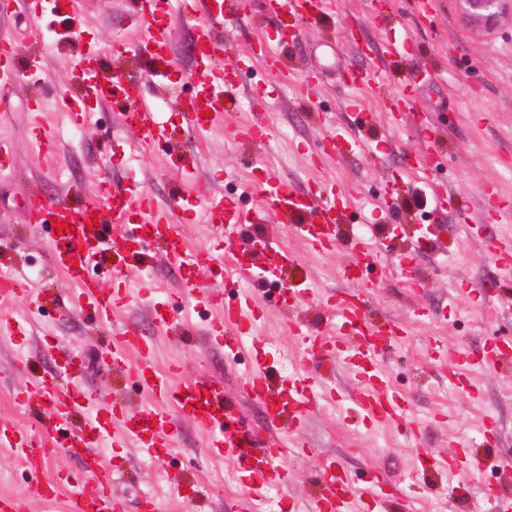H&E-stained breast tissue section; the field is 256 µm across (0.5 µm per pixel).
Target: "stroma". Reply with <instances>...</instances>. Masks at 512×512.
<instances>
[{
  "label": "stroma",
  "mask_w": 512,
  "mask_h": 512,
  "mask_svg": "<svg viewBox=\"0 0 512 512\" xmlns=\"http://www.w3.org/2000/svg\"><path fill=\"white\" fill-rule=\"evenodd\" d=\"M339 2L341 22L305 30L283 52L285 65L300 77L317 66L322 45L338 48L339 58L335 66L324 69L316 94L301 98L297 86L281 87L277 71L259 64L254 67L259 79L281 88L272 118L282 137L272 146L224 138L225 127H241L251 120L253 106L246 85L236 91L228 112L200 145L183 135L181 108L171 97L161 102L170 137L154 147L134 149L115 107L90 113L81 132H74L67 117L50 104L56 87L70 79L69 60L81 48V41L65 38V25L55 24L52 16L34 20L0 13V38L17 42L23 57L41 61L35 74L0 84V137L13 147V169L0 178V269L26 274L39 291L37 300H20L0 309V315L22 313L31 321L25 341L0 338V416L15 417L26 426L31 423V410L16 403L17 395L28 386L27 373L15 368L19 356H34V369L42 374L55 370L59 349L70 347L81 350L85 357V387L108 391L120 404L133 409L147 398L145 391L129 384L122 368L101 360V350L111 343L106 327L88 315L72 312L75 288L47 251V229L26 221L34 197H50L66 189L72 200L83 201L93 196L98 185L137 183L163 207L178 200L192 208L215 194H241L245 207L251 208L259 205L260 196L246 193L245 187L253 169L263 164L295 191H306L309 184L323 181L354 196L358 212L344 215V227L372 220L375 234L391 249L416 253L422 287L415 294H404L387 271H379L382 286L369 299V313L376 321L392 319L410 325L411 342L383 354L380 363L391 383L407 394L411 414L422 432L418 440L409 441L394 427L356 418L350 411L356 380L345 366H322V376L335 386L336 398L320 401L304 425L302 435L313 453L288 457V489L263 491L259 512H303L318 491L315 460L323 455L340 461L358 486L367 471L383 473L403 491L414 512H436L443 506L449 512H471L475 505L481 512H500V497L512 498V476L498 472L489 477L467 470L450 477L431 473L418 478L413 474L420 465L419 453L455 457L456 441L462 434L468 435L479 454L512 459V369L477 373L480 399L475 402L449 387L444 366L428 346L432 339L437 340L439 350L449 352L464 345L477 356L493 330L512 329V311L494 312L473 303L474 298L486 295H512V279L501 278L486 258L485 241L497 233V226L483 225L471 240L459 228L462 214L474 219L485 216V187L494 185L512 195V168L503 162L504 157H512V24L489 34L473 29L463 21L456 0H436L434 13L421 21L414 18L413 0H389L381 16L369 15L365 0ZM78 3L81 28L104 51L105 64L141 79V63L134 53L118 58L111 54L114 43L131 45L140 37L130 0ZM267 26L264 0H251L248 22L222 35L231 47L225 63L251 60L257 36ZM391 27L405 28L415 48L388 63L381 91L395 90L404 72L425 75L415 109L427 112L445 130L446 167L435 171L434 177L447 180L456 199L455 210L442 216L401 201L391 211L379 207L382 188L403 155L420 146L412 131L390 134L380 96L361 95L365 110L373 114L360 133L363 149L343 154L320 168L310 167L306 161L308 155L321 151L327 124L341 128L351 120L346 103L353 91L346 70L358 61L350 47L352 34L376 42L382 30ZM46 30L52 33L47 41L39 37ZM194 36L191 23L173 17L170 45L176 67L171 78L186 94L191 93L195 79ZM36 98L48 102L45 118L57 135L58 151L51 163L37 155L29 139L28 107ZM193 155L199 158L197 167L174 171V158ZM279 241L298 255L297 265L285 274L289 284L313 282L325 295L345 290L341 272L353 260L347 242L319 255L310 252L289 229H282ZM249 289L263 314L238 354L206 345L207 309L177 308L173 314L189 322L191 337L181 341L157 335L159 366L179 360L184 377L205 371L223 381L230 396L254 356L267 358L276 373L287 374L282 353L295 360L301 351L289 332L291 314L271 302L269 284L258 279ZM479 406L489 409L496 420V437L489 444L477 423L475 409ZM104 455L124 512H142V502L148 496L157 498L162 512H189L168 495L159 470L136 449L108 448ZM166 466L201 483L206 491L205 512H231L233 504L245 497L241 484L245 464L211 456L206 435L189 426H181L176 451L167 458ZM31 482L14 457L0 450V491L26 494L29 512H46L41 499L33 496Z\"/></svg>",
  "instance_id": "obj_1"
}]
</instances>
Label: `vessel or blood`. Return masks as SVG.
<instances>
[{"instance_id":"vessel-or-blood-1","label":"vessel or blood","mask_w":512,"mask_h":512,"mask_svg":"<svg viewBox=\"0 0 512 512\" xmlns=\"http://www.w3.org/2000/svg\"><path fill=\"white\" fill-rule=\"evenodd\" d=\"M132 4L143 30L134 52L146 72L155 77L157 95L144 96L136 81L113 71L112 81L120 85L124 104L121 126L144 147L156 145L165 137L167 130L157 100L179 95L177 85L169 78L172 60L168 17L177 14L196 29L195 48L200 67L191 94L182 97V129L201 139L207 137L217 117L228 110L236 88V70L226 69L221 62L228 47L218 32L244 23L249 16L247 0H132ZM266 10L273 25L256 41V61L278 70L282 84L296 81L301 93L314 92L318 85L315 75L295 80L283 63L282 50L289 41L298 39L305 27L338 18L336 0H266ZM410 47L406 36L386 35L372 64L348 69L346 77L351 88L379 89L387 62L408 54ZM100 59L101 52L96 45L89 43L81 48L70 61L75 80H86L87 63ZM35 65V60L21 59L13 42L0 39V82L9 81L23 69ZM419 83L418 74H408L384 99L391 131L397 133L405 125H412L425 144L421 156L405 155V172L418 167L430 168L439 154L438 141L425 122V114L413 112ZM272 98L273 93L267 87L255 86L251 123L244 128L225 127V138L244 137L265 143L279 139L281 129L270 113ZM108 102L99 87L92 85L77 91L64 85L57 92L55 109L79 125L93 108ZM29 138L39 155L47 160L53 158L56 135L44 122L37 106L32 109ZM351 138L347 131L328 129L322 152L310 155V164L320 166L336 152L352 150ZM248 186L261 196L260 205L251 210L224 196L207 199L195 210H179L172 205L160 207L134 184L124 189L103 190L97 198L80 205L73 204L63 192L31 201L27 209L28 223L46 226L55 219L70 225V232L50 235L47 245L59 270L78 290L73 308L91 310L98 322L111 329L112 346L103 351V358L125 366L128 379L148 394L140 407L130 410L109 401L104 393L84 388L81 384L84 357L73 348L62 350L59 361V376L70 378L72 388L61 389L58 377L41 375L33 379L31 392L40 398L36 421L26 431L13 418L0 416V448L36 476L34 493L46 503L61 498L65 501V512H122V500L104 471L100 448H123L130 444L151 461L161 464L177 446L176 425L180 422L206 433L212 454L250 462L251 469L243 483L250 497H257L267 487L287 488L285 450L279 435L284 431L298 432L318 402L329 396L319 377L311 376L308 366L312 363L346 359L360 384L352 398L354 410L377 423L395 426L409 439L418 438L420 425L409 415L408 398L392 386L377 363L382 352L406 343L410 334L405 324L398 321L374 324L367 302L368 295L376 293L379 287L378 281L368 276L375 266L393 265L398 284L406 293L420 288L421 277L412 256L390 253L382 241L368 232L346 235L341 216L352 205L350 196L319 184L310 187L305 195H296L262 166L254 169ZM428 188L433 213L444 214L454 206L455 199L447 184L432 181ZM275 216L281 223L290 225L295 235L318 254L333 251L343 237H350L356 260L345 269L344 277L356 284V291L327 297L317 293L311 284L301 287L282 284L281 272L296 262V255L282 248L273 237L257 239L245 233L247 225L265 224ZM196 221L222 225L223 252H215L205 245L193 247L186 242L182 227ZM493 221L508 226L509 231L488 240L486 254L503 276L511 277V197H499L494 205ZM149 243L158 247L164 260L185 270L175 292L177 303L211 310L205 334L212 344L231 351L238 349L242 338L252 335L260 319L252 295L241 293L236 302L229 303L223 291L211 287V279L224 270L225 254L238 256L236 273L241 284L256 279L273 281L279 284L285 304L297 311L289 330L304 346L298 367L282 377L257 357L239 386L241 395L261 406L267 439L236 426L232 411L224 401L222 382L207 376L182 380L175 369L161 370L156 362L155 340L144 334L141 321L118 319L119 309L137 303L151 287L147 281L131 285L125 278L127 266H147L149 256L145 246ZM33 294L34 288L25 278L13 275L0 278L1 307L20 298H32ZM315 305L327 307L335 318V336L318 334L301 318L302 310ZM511 361L512 336L494 338L492 346L477 358L466 350L455 351L449 361V384L470 398H478L475 371L497 370ZM84 411L89 412V419L84 424H74V417ZM61 453L80 458L81 471L76 474L50 471L52 457ZM486 466V461L465 442L456 457L436 460L430 468L436 472L457 469L480 472ZM317 473L321 491L308 512H353L355 489L343 466L336 459L322 457L317 461ZM166 482L175 498L196 505L204 496L198 484L182 475L167 476ZM365 488L376 505L392 502L400 512H409L411 508L400 491L390 490L380 473H370Z\"/></svg>"}]
</instances>
